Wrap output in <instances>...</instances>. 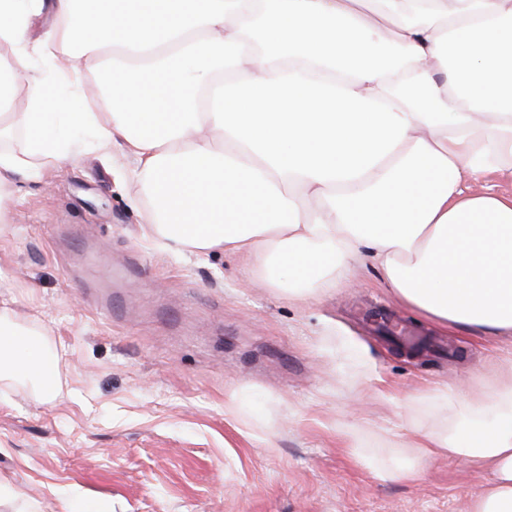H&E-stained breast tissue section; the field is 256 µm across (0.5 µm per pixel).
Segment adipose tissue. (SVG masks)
Masks as SVG:
<instances>
[{
  "instance_id": "obj_1",
  "label": "adipose tissue",
  "mask_w": 512,
  "mask_h": 512,
  "mask_svg": "<svg viewBox=\"0 0 512 512\" xmlns=\"http://www.w3.org/2000/svg\"><path fill=\"white\" fill-rule=\"evenodd\" d=\"M75 126L121 138L160 248L302 300L365 254L438 327L512 336V196L476 188L512 175V0H0V224ZM0 369L55 399L5 309ZM448 397L457 418L407 429L416 463L468 459L490 480L467 512H512V377Z\"/></svg>"
}]
</instances>
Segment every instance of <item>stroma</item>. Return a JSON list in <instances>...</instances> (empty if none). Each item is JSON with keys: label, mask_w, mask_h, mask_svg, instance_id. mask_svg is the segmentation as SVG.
Wrapping results in <instances>:
<instances>
[{"label": "stroma", "mask_w": 512, "mask_h": 512, "mask_svg": "<svg viewBox=\"0 0 512 512\" xmlns=\"http://www.w3.org/2000/svg\"><path fill=\"white\" fill-rule=\"evenodd\" d=\"M0 226V308L57 357L59 392L0 379V512H462L486 471L405 467L435 388L507 373L512 343L434 327L381 273L297 301L243 259L157 249L132 158L89 129ZM360 441V449L347 445Z\"/></svg>", "instance_id": "obj_1"}]
</instances>
